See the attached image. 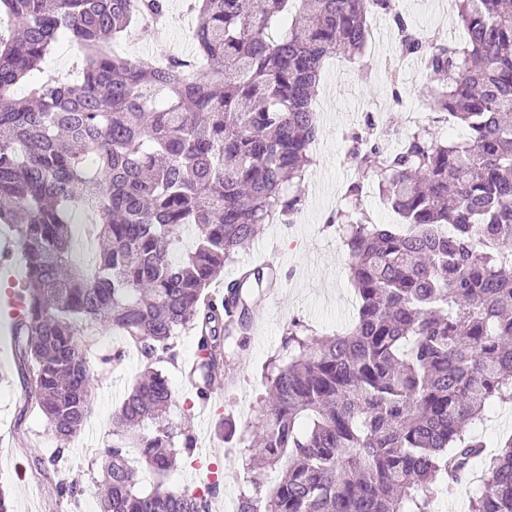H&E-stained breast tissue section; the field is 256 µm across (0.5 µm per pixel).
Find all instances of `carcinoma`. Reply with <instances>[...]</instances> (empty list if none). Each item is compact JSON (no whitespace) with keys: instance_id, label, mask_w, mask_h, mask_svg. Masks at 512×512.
<instances>
[{"instance_id":"carcinoma-1","label":"carcinoma","mask_w":512,"mask_h":512,"mask_svg":"<svg viewBox=\"0 0 512 512\" xmlns=\"http://www.w3.org/2000/svg\"><path fill=\"white\" fill-rule=\"evenodd\" d=\"M189 8L192 53L142 61L118 43L140 18L164 31L170 0H0L12 22L0 35V223L25 268L13 333L27 403L60 441L76 436L93 415L88 337L102 330L158 362L195 330L197 398L212 390L248 328V287L274 274L242 270L222 301L207 288L261 225L299 212L324 63L362 54L382 13L401 55H424L443 82L435 111L465 135L441 142L422 124L395 130V148L348 135L356 178L329 223L357 315L334 336L289 324L237 512H433L430 487L451 488L483 453L468 426L512 394V0H456L463 43L420 40L394 0ZM63 32L81 51L74 79L43 70ZM373 184L401 223H372L361 198ZM186 227L194 244L175 260ZM172 397L148 367L113 413L100 512H209L216 486H165L195 448L168 418ZM469 512H512V436Z\"/></svg>"}]
</instances>
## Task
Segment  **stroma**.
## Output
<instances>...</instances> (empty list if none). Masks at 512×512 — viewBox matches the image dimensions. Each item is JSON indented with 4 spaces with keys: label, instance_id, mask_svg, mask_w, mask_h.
<instances>
[{
    "label": "stroma",
    "instance_id": "obj_1",
    "mask_svg": "<svg viewBox=\"0 0 512 512\" xmlns=\"http://www.w3.org/2000/svg\"><path fill=\"white\" fill-rule=\"evenodd\" d=\"M438 0H399V10L418 29L431 36L457 38L461 28L440 22L435 10ZM169 23L162 41L150 33L124 41L123 52L133 59L149 58L156 45L174 52L191 50L190 32L197 21L188 10L187 0H171ZM383 36L353 61L327 60L319 82V150L311 172L312 186L306 192L300 212L288 224L265 225L252 247L235 263L226 264L223 280L236 278L245 264L260 265L274 258L281 270L284 288L265 313L259 333L245 331L233 340V361L228 369L234 383L223 398V412L204 422L196 395L185 387L183 364L193 360L197 350L194 331L181 332L177 339L179 357L158 365L172 387L174 401L170 416L187 420L195 438L194 455L181 461L169 480L174 489L193 491L204 488L208 472L219 476L220 493L210 500V512H222L225 498L239 497L241 486L230 483L228 471L241 468V458L227 459L209 452L207 431L223 422L232 423L235 432L222 445L247 450L266 405L264 374L271 356L281 353L291 321H304L318 334L341 331L355 317L357 305L351 286L349 256L341 239L328 226L329 217L343 205L344 193L355 170L347 161V135L360 128L365 104L384 106L381 129L386 143H393V129L403 127L406 108L432 104L439 89L427 77L417 76L410 63L394 64L388 50L395 29L389 17H382ZM398 67L399 80L391 82L388 70ZM223 280L214 281L210 294H217ZM9 308L0 304V487L9 493L12 512H98L95 480L100 479L99 454L112 443V414L125 391L143 368L135 352L112 364L106 378L95 390L94 413L84 428L67 444L60 446L46 418L29 408L21 376L19 353L9 325ZM474 433L485 442L483 455L472 465L465 483L454 490L433 489L436 512H467L469 500L488 476L490 460L502 441L512 436V399L497 402ZM76 479L86 493L79 500L59 497L61 480Z\"/></svg>",
    "mask_w": 512,
    "mask_h": 512
}]
</instances>
